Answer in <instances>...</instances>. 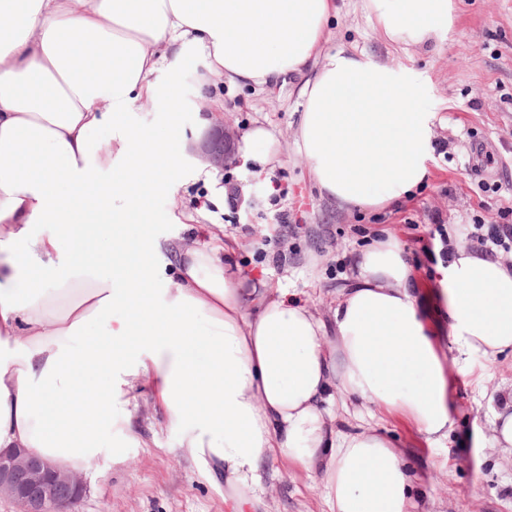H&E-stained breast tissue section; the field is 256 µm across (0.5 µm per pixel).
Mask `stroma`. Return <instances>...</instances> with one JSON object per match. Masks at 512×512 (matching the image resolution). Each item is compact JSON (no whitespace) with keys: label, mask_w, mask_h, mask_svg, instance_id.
<instances>
[{"label":"stroma","mask_w":512,"mask_h":512,"mask_svg":"<svg viewBox=\"0 0 512 512\" xmlns=\"http://www.w3.org/2000/svg\"><path fill=\"white\" fill-rule=\"evenodd\" d=\"M338 14L326 29L328 49L346 47L375 60L413 69L427 95L422 105L437 113L431 176L409 197L381 209L339 206L322 198L309 164L296 145L303 102L297 82L281 87L232 85L209 75L200 56L187 58L181 81L188 97L201 106L179 114L183 130L230 119L238 136L236 161L194 179L195 162L186 158L175 170L178 196L156 194V212L172 205L200 212L201 223L217 225L233 245L225 263L242 283L284 288L298 293L320 317H328L340 289L354 278L352 260L373 242L396 238L415 268L416 288L429 301L436 288L439 240L435 225L453 230L463 245V229L512 225V0H458L453 34L441 42L408 51L394 48L364 8L363 0H336ZM261 128L266 139L245 143V132ZM483 145L491 162L483 173L471 168L475 145ZM267 158V165L256 162ZM286 188L271 200L272 181ZM291 231L282 234L283 267L261 260L264 239L273 235L279 212ZM451 378L454 424L446 441L428 444L412 427L375 413L369 427L388 436L413 470L415 497L423 512H512V459L492 448L491 396L512 385V353L494 360L471 359L461 374L448 334L437 331ZM135 414L143 435L128 441L122 461L97 454L82 470L87 493L78 512H229L223 485L181 443V433L161 418L149 394L138 395ZM252 512H331L321 474L270 463L263 474Z\"/></svg>","instance_id":"1"}]
</instances>
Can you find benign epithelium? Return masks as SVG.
I'll use <instances>...</instances> for the list:
<instances>
[{"label": "benign epithelium", "instance_id": "1", "mask_svg": "<svg viewBox=\"0 0 512 512\" xmlns=\"http://www.w3.org/2000/svg\"><path fill=\"white\" fill-rule=\"evenodd\" d=\"M201 152L218 169L235 162L236 133L229 120H217ZM85 493L84 480L72 470L23 448L0 449V499L13 502L16 512H70Z\"/></svg>", "mask_w": 512, "mask_h": 512}]
</instances>
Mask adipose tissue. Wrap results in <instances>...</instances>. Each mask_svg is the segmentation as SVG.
<instances>
[{
  "label": "adipose tissue",
  "instance_id": "ef3b65f1",
  "mask_svg": "<svg viewBox=\"0 0 512 512\" xmlns=\"http://www.w3.org/2000/svg\"><path fill=\"white\" fill-rule=\"evenodd\" d=\"M395 47L449 36L454 0H366ZM335 0H0V448L78 470L105 428L136 437L147 391L234 512L274 459L323 474L333 512H418L400 449L338 435L332 391L397 415L428 443L452 426L449 380L400 243L356 258L330 320L283 288L242 287L209 225L169 242L151 195H175L186 156L177 77L188 52L231 82L301 79L296 144L323 197L380 208L430 176L436 113L412 70L323 48ZM165 88L151 80L159 70ZM165 94L152 123L135 106ZM109 170L112 186L99 188ZM112 221L89 227L72 192ZM124 234H114L113 224ZM136 251L106 277L97 250ZM436 316L465 357L512 352V263L457 248L438 269ZM103 327L106 338L86 332Z\"/></svg>",
  "mask_w": 512,
  "mask_h": 512
}]
</instances>
